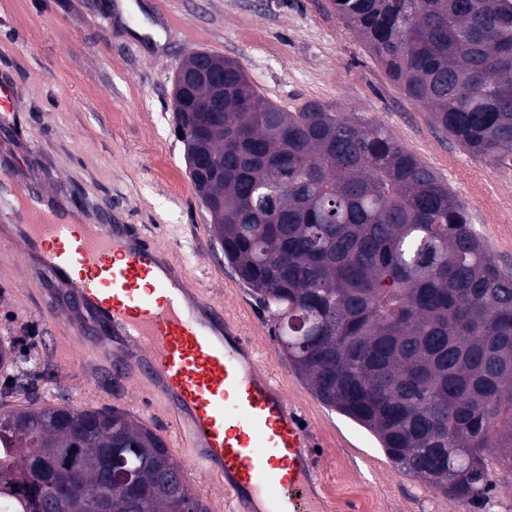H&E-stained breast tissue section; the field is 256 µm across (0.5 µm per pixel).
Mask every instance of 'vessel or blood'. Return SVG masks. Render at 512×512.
Wrapping results in <instances>:
<instances>
[{
	"mask_svg": "<svg viewBox=\"0 0 512 512\" xmlns=\"http://www.w3.org/2000/svg\"><path fill=\"white\" fill-rule=\"evenodd\" d=\"M0 249L44 274L40 308L96 379L146 384L184 433L193 468L215 474L230 512H321L309 427L251 337L203 296L155 239L84 211L0 164Z\"/></svg>",
	"mask_w": 512,
	"mask_h": 512,
	"instance_id": "obj_1",
	"label": "vessel or blood"
}]
</instances>
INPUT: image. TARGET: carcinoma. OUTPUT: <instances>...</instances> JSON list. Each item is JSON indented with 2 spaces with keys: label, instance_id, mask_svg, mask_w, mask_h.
<instances>
[{
  "label": "carcinoma",
  "instance_id": "carcinoma-1",
  "mask_svg": "<svg viewBox=\"0 0 512 512\" xmlns=\"http://www.w3.org/2000/svg\"><path fill=\"white\" fill-rule=\"evenodd\" d=\"M432 123L488 165L512 159V0H330ZM173 117L224 261L276 321L296 373L446 496L512 469V272L432 168L379 124L293 110L206 51ZM0 339L3 397L37 391ZM78 479L70 482L71 475ZM208 512L157 431L117 407L0 411V512Z\"/></svg>",
  "mask_w": 512,
  "mask_h": 512
}]
</instances>
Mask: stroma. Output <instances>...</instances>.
I'll return each mask as SVG.
<instances>
[{
	"instance_id": "stroma-1",
	"label": "stroma",
	"mask_w": 512,
	"mask_h": 512,
	"mask_svg": "<svg viewBox=\"0 0 512 512\" xmlns=\"http://www.w3.org/2000/svg\"><path fill=\"white\" fill-rule=\"evenodd\" d=\"M0 0V85L15 103L4 147L37 185L77 195L87 209H116L173 248L197 287L228 316L285 383L302 410L318 460L325 512L369 499L372 512H512V469L489 465L486 501L451 498L401 474L363 428L323 405L274 338V321L224 262L210 216L173 134L172 80L183 60L206 50L241 63L274 103L309 100L385 126L435 170L467 207L498 263L512 269V166L492 168L432 124L409 101L329 0ZM26 265L0 269V337L22 340L19 364L37 379L40 403L117 407L156 428L174 456L181 439L161 402L143 404L142 386L92 380L71 347L48 345L50 328L33 297Z\"/></svg>"
}]
</instances>
